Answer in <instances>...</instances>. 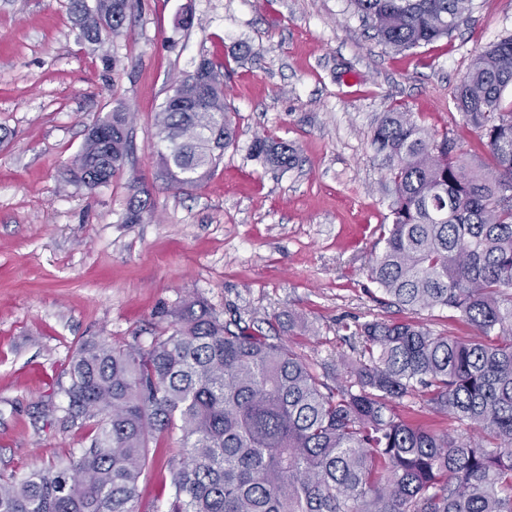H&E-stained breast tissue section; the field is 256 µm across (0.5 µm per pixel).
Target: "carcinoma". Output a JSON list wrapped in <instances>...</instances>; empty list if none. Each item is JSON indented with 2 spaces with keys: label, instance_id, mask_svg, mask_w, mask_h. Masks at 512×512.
I'll list each match as a JSON object with an SVG mask.
<instances>
[{
  "label": "carcinoma",
  "instance_id": "carcinoma-1",
  "mask_svg": "<svg viewBox=\"0 0 512 512\" xmlns=\"http://www.w3.org/2000/svg\"><path fill=\"white\" fill-rule=\"evenodd\" d=\"M136 0H71L81 36L118 31ZM398 51L449 35L473 0H349ZM206 90L174 83L156 117L164 174L200 186L236 139L223 73L204 60ZM512 35L478 51L456 107L490 163L471 171L455 137L430 133L391 107L372 145L393 184L391 223L368 279L401 310L458 311L475 330L443 336L412 321L344 326L356 356L331 386L315 364L242 318L222 321L185 301L148 348L85 342L73 352L66 414L94 429L67 461L0 479V512H138L149 443L179 433L167 512H512ZM125 105L96 120L70 181L112 180L130 148ZM250 154L291 166L294 149L257 137ZM130 217L151 213L131 187ZM426 395L473 435L435 433L390 403ZM494 442L489 450L482 444Z\"/></svg>",
  "mask_w": 512,
  "mask_h": 512
}]
</instances>
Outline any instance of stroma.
I'll list each match as a JSON object with an SVG mask.
<instances>
[{
	"label": "stroma",
	"instance_id": "1",
	"mask_svg": "<svg viewBox=\"0 0 512 512\" xmlns=\"http://www.w3.org/2000/svg\"><path fill=\"white\" fill-rule=\"evenodd\" d=\"M474 3L448 36L398 52L348 0H138L97 44L80 39L69 0H0V477L89 446L90 427L64 411L75 348L148 347L160 312L187 299L224 319L280 317L282 340L330 372L352 356L342 327L357 321L473 336L458 312L386 304L367 269L394 197L371 146L387 106L454 134L469 168L489 160L454 93L474 54L512 33V0ZM203 58L222 67L236 142L210 179L182 190L161 172L154 116ZM119 103L134 114L122 169L92 191L71 182L89 125ZM260 135L292 144L295 167L249 157ZM133 180L153 212L130 223ZM291 315L308 331L289 329ZM391 408L431 431L457 428L418 395ZM177 446L151 441L138 512H163Z\"/></svg>",
	"mask_w": 512,
	"mask_h": 512
}]
</instances>
